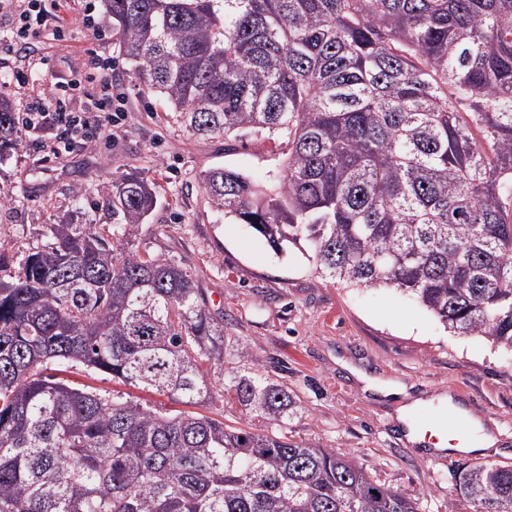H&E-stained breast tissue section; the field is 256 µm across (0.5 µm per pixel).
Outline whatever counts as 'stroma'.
<instances>
[{
	"label": "stroma",
	"mask_w": 512,
	"mask_h": 512,
	"mask_svg": "<svg viewBox=\"0 0 512 512\" xmlns=\"http://www.w3.org/2000/svg\"><path fill=\"white\" fill-rule=\"evenodd\" d=\"M84 0H68L73 19L64 39L38 29L29 54L13 55L28 86L0 83V98L25 111L33 89L58 79L109 81L124 94L123 120L94 146L52 152L39 132L17 133L19 149L0 161V255L18 265L28 248L47 242L49 225L82 195L88 221L108 230L112 182L139 173L155 183L158 205L124 238L127 250L171 259L197 280L211 313L224 321V361L202 370L213 383L239 365L255 363L269 381L295 393L300 404L287 425L294 440L316 442L364 463L381 483L416 500L418 512H470L455 487L473 457L444 461L418 455L399 438L395 402L368 389L364 376L403 383L411 397L450 394L497 429L489 462L512 464V351L482 336L458 335L412 298L392 288L345 287L318 273L305 247L278 255L245 224L225 219L203 189V176L231 166L260 176L272 164L271 144L249 139L226 148L223 136L196 137L143 97L128 75L119 34L94 10L82 22ZM75 386L122 392L167 410L175 402L73 368Z\"/></svg>",
	"instance_id": "1"
}]
</instances>
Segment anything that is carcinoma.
<instances>
[{"instance_id": "1", "label": "carcinoma", "mask_w": 512, "mask_h": 512, "mask_svg": "<svg viewBox=\"0 0 512 512\" xmlns=\"http://www.w3.org/2000/svg\"><path fill=\"white\" fill-rule=\"evenodd\" d=\"M143 96L195 135L273 143L264 180L215 167L208 199L339 283L396 288L512 350V0H102ZM0 99V146L16 148ZM73 209L0 256V512H417L349 453L297 442L296 396L251 370L224 395L265 428L160 411L45 375L81 367L198 407L224 321L180 265L116 250ZM155 183L112 181L133 233ZM456 493L512 512V465Z\"/></svg>"}]
</instances>
